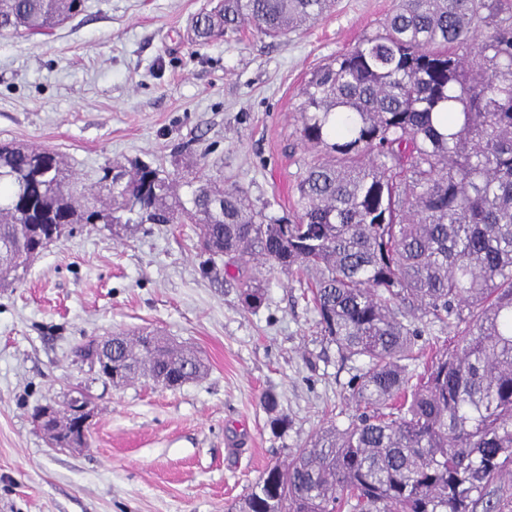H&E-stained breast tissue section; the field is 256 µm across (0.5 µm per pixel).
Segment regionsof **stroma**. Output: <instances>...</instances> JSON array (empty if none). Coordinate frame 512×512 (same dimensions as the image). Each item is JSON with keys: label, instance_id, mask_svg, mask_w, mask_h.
<instances>
[{"label": "stroma", "instance_id": "1", "mask_svg": "<svg viewBox=\"0 0 512 512\" xmlns=\"http://www.w3.org/2000/svg\"><path fill=\"white\" fill-rule=\"evenodd\" d=\"M209 5L87 0L51 35L0 36V141L51 149L87 180L136 158L203 169L289 216L312 156L301 90L396 2L336 0L279 39L247 26L199 45L191 19ZM195 240L190 224H79L0 288V512H232L270 463L354 418L361 363L322 335L296 277L257 268L265 300L245 308L233 265L204 272ZM142 328L198 351L204 373L116 388L74 357L91 337ZM78 390L92 401L88 443L51 447L32 411Z\"/></svg>", "mask_w": 512, "mask_h": 512}]
</instances>
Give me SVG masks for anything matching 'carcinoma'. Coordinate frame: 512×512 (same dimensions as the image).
Instances as JSON below:
<instances>
[{"instance_id":"obj_1","label":"carcinoma","mask_w":512,"mask_h":512,"mask_svg":"<svg viewBox=\"0 0 512 512\" xmlns=\"http://www.w3.org/2000/svg\"><path fill=\"white\" fill-rule=\"evenodd\" d=\"M336 0H216L192 22L203 45L249 25L277 38ZM85 0H0V32L48 35ZM294 218L236 185L185 177V200L149 164L108 162L84 204L62 158L0 143V286L75 224H185L210 260L237 266L258 308L257 266L304 277L321 332L363 361V411L269 466L235 512H506L512 481V0H400L381 32L317 68L301 92ZM140 199L136 209L126 197ZM433 326L458 337L409 370ZM124 378L186 382L193 352L154 330L119 333Z\"/></svg>"}]
</instances>
